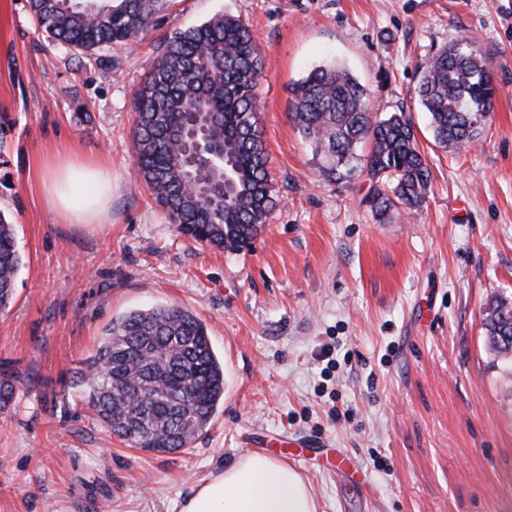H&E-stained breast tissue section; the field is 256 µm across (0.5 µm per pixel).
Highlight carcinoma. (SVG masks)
<instances>
[{"label": "carcinoma", "mask_w": 512, "mask_h": 512, "mask_svg": "<svg viewBox=\"0 0 512 512\" xmlns=\"http://www.w3.org/2000/svg\"><path fill=\"white\" fill-rule=\"evenodd\" d=\"M168 0H29L52 41L92 52L143 41ZM264 69L252 30L217 13L165 38L134 98L136 171L180 234L230 253L244 250L278 206L259 122ZM289 117L334 184L364 175V202L383 220L421 207L431 184L411 114L370 111L367 88L344 66L311 69L287 88ZM491 66L464 36L420 66L414 95L435 142L458 153L480 138L496 98ZM202 130L198 151L185 129ZM22 263L12 225L0 216V309L14 297ZM489 348L512 359V302L498 297L484 318ZM19 372L0 364V410ZM97 421L136 448L181 451L224 400V367L205 324L188 310L156 306L112 320L76 376Z\"/></svg>", "instance_id": "cac0c4a2"}]
</instances>
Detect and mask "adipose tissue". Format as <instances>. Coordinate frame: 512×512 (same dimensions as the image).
Returning a JSON list of instances; mask_svg holds the SVG:
<instances>
[{
  "instance_id": "1",
  "label": "adipose tissue",
  "mask_w": 512,
  "mask_h": 512,
  "mask_svg": "<svg viewBox=\"0 0 512 512\" xmlns=\"http://www.w3.org/2000/svg\"><path fill=\"white\" fill-rule=\"evenodd\" d=\"M89 180L87 204L74 205L65 190L74 177ZM43 185L51 206L70 220L88 223L102 214L112 180L90 160L47 164ZM317 501L304 478L288 464L264 454H247L198 482L180 512H317Z\"/></svg>"
}]
</instances>
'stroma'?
I'll return each mask as SVG.
<instances>
[{
  "mask_svg": "<svg viewBox=\"0 0 512 512\" xmlns=\"http://www.w3.org/2000/svg\"><path fill=\"white\" fill-rule=\"evenodd\" d=\"M265 56L260 126L280 204L237 253L181 235L135 179L133 99L175 28L217 13ZM472 36L500 91L480 142L435 144L409 96L419 66ZM52 43L28 0H0V213L23 266L0 310V512H179L246 444L317 439L293 466L319 512H512V360L483 314L512 299V0H171L139 45ZM345 65L372 111L412 110L432 172L423 206L374 220L368 183H326L288 116L287 87ZM97 161L108 211L73 224L47 202L53 155ZM192 311L224 363V402L189 449L130 447L79 399L75 371L113 318ZM0 367V410L2 411L9 407L14 398L15 390L11 380H17L20 375L14 367H11L10 362H3Z\"/></svg>",
  "mask_w": 512,
  "mask_h": 512,
  "instance_id": "35a3bbf8",
  "label": "stroma"
}]
</instances>
